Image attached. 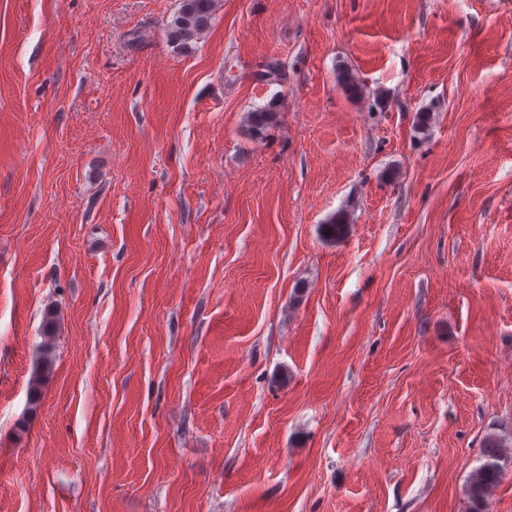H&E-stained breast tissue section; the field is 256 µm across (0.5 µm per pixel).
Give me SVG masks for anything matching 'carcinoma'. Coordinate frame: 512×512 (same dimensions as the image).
<instances>
[{
	"instance_id": "obj_1",
	"label": "carcinoma",
	"mask_w": 512,
	"mask_h": 512,
	"mask_svg": "<svg viewBox=\"0 0 512 512\" xmlns=\"http://www.w3.org/2000/svg\"><path fill=\"white\" fill-rule=\"evenodd\" d=\"M217 4L218 0H181L177 14L168 25L170 42L185 45L206 31L214 19ZM338 80L350 96L362 95V86L353 73L344 70ZM278 118L275 105L260 107L249 113L247 132L252 138L261 139L276 125ZM55 326L56 315L49 311L44 316L43 340L38 347L43 370L55 361ZM510 467L512 451L508 450V444L495 434L487 435L483 442V463L473 471L466 485L469 512H488L491 491Z\"/></svg>"
}]
</instances>
